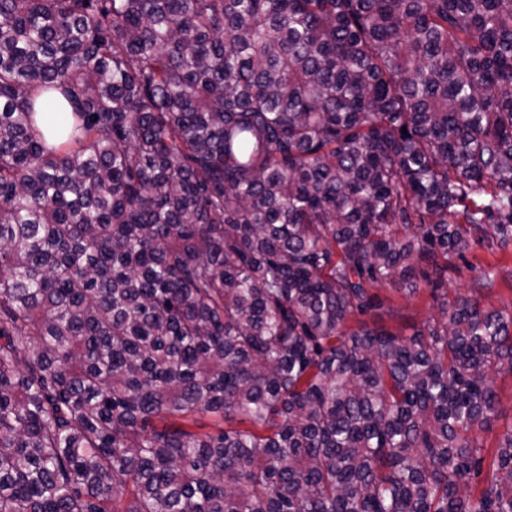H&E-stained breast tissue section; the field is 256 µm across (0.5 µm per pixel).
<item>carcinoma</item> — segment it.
<instances>
[{
    "label": "carcinoma",
    "mask_w": 512,
    "mask_h": 512,
    "mask_svg": "<svg viewBox=\"0 0 512 512\" xmlns=\"http://www.w3.org/2000/svg\"><path fill=\"white\" fill-rule=\"evenodd\" d=\"M473 244L512 0H0V512H512ZM378 293L384 301V310L377 311L380 317H375V320L393 332L404 331L407 334L411 333V330H405V325L419 326L437 315L440 302L443 300L441 297L436 301L429 289H421L410 297H405L401 292L389 287L380 288ZM388 306L398 309L402 317L389 316L386 313Z\"/></svg>",
    "instance_id": "carcinoma-1"
}]
</instances>
